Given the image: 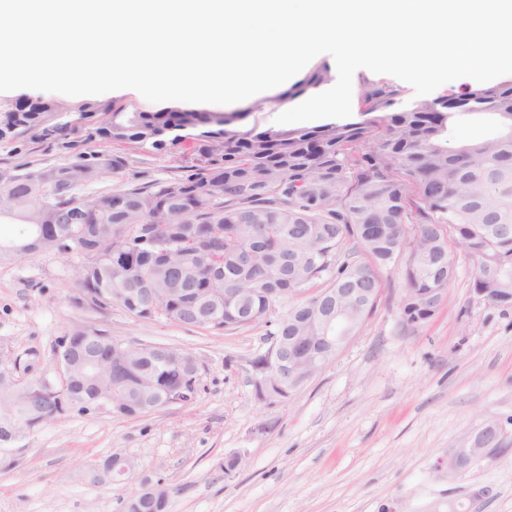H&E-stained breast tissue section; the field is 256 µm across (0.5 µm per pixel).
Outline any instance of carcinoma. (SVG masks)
<instances>
[{"mask_svg":"<svg viewBox=\"0 0 512 512\" xmlns=\"http://www.w3.org/2000/svg\"><path fill=\"white\" fill-rule=\"evenodd\" d=\"M332 81L323 63L278 96L233 112L10 103L0 108V142L28 133L55 142L86 129L89 140L178 149L184 165L178 177L97 195L79 189L106 173L120 175L122 157L80 155L49 169L52 184L43 180L49 170L18 167L0 181V219L28 225L21 258H80L76 283L89 307L116 303L147 320L163 309L173 323L215 332L238 329L243 305L262 321L281 299L286 272L299 293L318 283L323 292L368 283L366 308L351 312L355 333L381 290L379 270L402 257L404 322L426 323L456 276V246L475 262L471 287L512 294V80L407 103L386 85H372L356 119L238 128L251 114ZM474 116L490 118L497 135L448 146L453 127ZM75 209L86 223H65ZM302 323L308 335H322L302 304L269 335L286 336ZM73 346L101 361L93 384L61 396L44 372L19 386L0 383V443L22 427L7 418L24 408L39 411L46 425L61 399L76 401L66 412L82 415L80 403L115 393L125 416L136 417L178 390L190 401L198 394L187 351L152 345L114 357L112 337L97 329Z\"/></svg>","mask_w":512,"mask_h":512,"instance_id":"1","label":"carcinoma"}]
</instances>
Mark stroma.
Returning a JSON list of instances; mask_svg holds the SVG:
<instances>
[{"label": "stroma", "instance_id": "stroma-1", "mask_svg": "<svg viewBox=\"0 0 512 512\" xmlns=\"http://www.w3.org/2000/svg\"><path fill=\"white\" fill-rule=\"evenodd\" d=\"M69 106L109 104L151 111L129 89L77 98ZM118 155L127 166L82 189L108 192L138 172L179 175L177 152H143L101 138L72 145L25 137L0 143V171L58 166L81 153ZM457 275L435 317L404 325L403 265L381 269L373 311L327 364L287 398L262 400L252 358L269 343L259 322L216 334L163 318L142 320L121 306L80 303L76 256L37 254L0 261V348L30 375L51 368L55 341L79 329L115 339L165 344L192 353L197 398L133 418L69 413L42 426L11 453L0 452V512H122L141 486L162 484L168 512H512V309L470 291L474 264L454 249ZM499 419L507 449L460 474L448 449L486 417ZM137 464L132 478L94 479V464L113 455ZM241 462L225 471L231 456Z\"/></svg>", "mask_w": 512, "mask_h": 512}]
</instances>
